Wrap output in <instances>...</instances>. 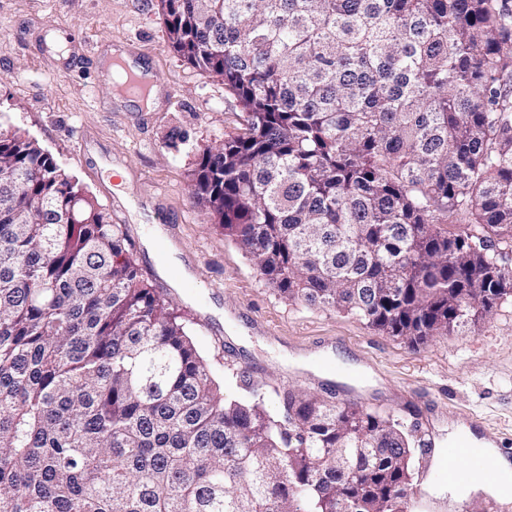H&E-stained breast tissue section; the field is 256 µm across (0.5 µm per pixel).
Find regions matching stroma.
Wrapping results in <instances>:
<instances>
[{"label":"stroma","mask_w":512,"mask_h":512,"mask_svg":"<svg viewBox=\"0 0 512 512\" xmlns=\"http://www.w3.org/2000/svg\"><path fill=\"white\" fill-rule=\"evenodd\" d=\"M51 35L81 41L88 54L120 47L144 62L160 88L158 107L117 100L105 74L47 50ZM243 120L220 78L172 50L158 0H0V126L37 140L123 225L144 277L186 314L225 395L239 394L243 374L273 411L284 387L381 409L430 441L415 452L406 512H512V502L427 490L450 427L512 445V301L412 345L354 316L280 297L191 196L200 150L237 134ZM109 163L124 180L107 176ZM154 224L165 252L191 274L185 287H172L146 246Z\"/></svg>","instance_id":"stroma-1"}]
</instances>
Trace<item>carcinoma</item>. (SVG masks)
<instances>
[{
	"mask_svg": "<svg viewBox=\"0 0 512 512\" xmlns=\"http://www.w3.org/2000/svg\"><path fill=\"white\" fill-rule=\"evenodd\" d=\"M246 114L193 196L283 298L417 344L512 299V0H160ZM230 399L121 226L0 130V512H404L413 435Z\"/></svg>",
	"mask_w": 512,
	"mask_h": 512,
	"instance_id": "cac0c4a2",
	"label": "carcinoma"
}]
</instances>
